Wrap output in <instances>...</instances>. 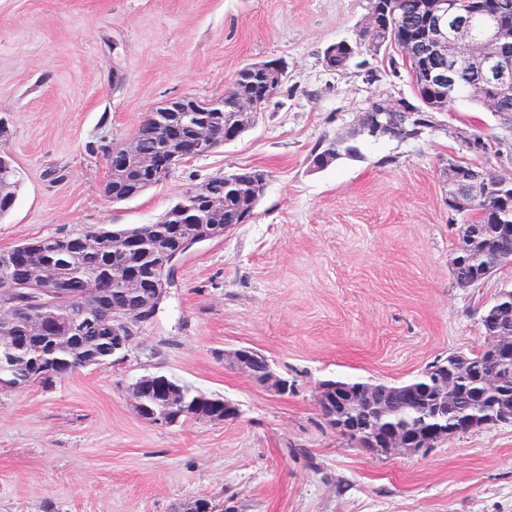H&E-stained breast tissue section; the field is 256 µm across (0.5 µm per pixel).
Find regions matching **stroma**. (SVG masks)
<instances>
[{"instance_id": "35a3bbf8", "label": "stroma", "mask_w": 512, "mask_h": 512, "mask_svg": "<svg viewBox=\"0 0 512 512\" xmlns=\"http://www.w3.org/2000/svg\"><path fill=\"white\" fill-rule=\"evenodd\" d=\"M368 12L369 0H0V150L19 179L0 252L154 223L241 166L269 174L253 218L179 264L123 359L0 389V512H175L199 497L229 512H512V424L379 457L338 436L313 398L323 379L403 383L479 351L484 310L512 289V267L461 288L448 263L466 221L446 204V163L462 152L448 129L483 134L482 164L510 173L512 134L495 113L460 101L419 139H368L359 158L312 167L373 98H415L387 53L325 68V49L355 40ZM273 59L288 77L242 137L138 198L104 201L109 170L89 145L129 139L167 99L222 98L239 68ZM241 346L292 391L225 361ZM148 372L234 402L238 419L142 420L127 388ZM224 358L229 359L240 373L268 391L277 395H285L291 389L288 379L276 372L267 358L253 347H238L228 353L225 352Z\"/></svg>"}]
</instances>
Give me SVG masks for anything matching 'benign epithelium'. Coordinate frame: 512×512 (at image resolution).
Instances as JSON below:
<instances>
[{
  "instance_id": "obj_1",
  "label": "benign epithelium",
  "mask_w": 512,
  "mask_h": 512,
  "mask_svg": "<svg viewBox=\"0 0 512 512\" xmlns=\"http://www.w3.org/2000/svg\"><path fill=\"white\" fill-rule=\"evenodd\" d=\"M418 9L422 19L421 30L404 42V48L413 55L416 76L440 93V101L448 99V92L455 86L457 70L465 58L480 67L485 80L497 88L499 94L506 95L512 91V78L509 77L512 63L508 58V49L512 47V10L508 5L500 0H419ZM477 19L483 21V31L479 35L474 32V21ZM242 74L259 75L267 90L266 100L269 101L283 85L287 65L269 60L245 66ZM261 108L262 103L247 96L236 98L230 108L232 119L224 125V142H233L247 132L254 125ZM222 111V101L204 105L191 96L171 98L143 120L129 140L112 145L105 155L106 164L116 174L131 168L148 173L149 178L139 189V193L143 194L186 159L181 143L166 136V113H188L194 138L201 154L205 155L213 149L214 128L203 121L199 113ZM434 126L435 121L430 113L409 101L377 97L370 102L367 111L359 115L356 124L349 130L348 138L380 139L397 127L413 132L416 138ZM451 134L460 142L466 154L448 159V211L466 215L476 201L498 190L500 185L496 184L497 175L467 160L468 155L483 150L482 141L469 131L455 129ZM146 135L164 141L168 154L165 165L159 167L153 158L138 152L137 144ZM191 194L201 196L204 206L188 209L179 202L173 206V210L179 212L186 223L201 225L200 234L183 241L181 250L172 254L169 264L174 266L186 253L213 240L207 225L216 223L224 210V199L220 197L208 196L195 188ZM495 217L496 223L491 226L463 225L461 236L472 239L488 232L512 236V196L508 197L502 192L498 194ZM112 281L124 293L135 296L140 302L135 309L112 311V356L119 359L133 344L138 327L157 315L174 281H169L151 294H145L138 277L129 273L121 263L112 267ZM55 322V309L50 305L44 307L39 317L30 320L31 328L36 332L52 330ZM483 322L486 336L479 377L480 397L484 406L456 426L448 427V409L455 405L460 385L474 370L473 359L468 356L450 357L448 363H439L427 370L429 392L432 393L436 417L440 418V422L424 433L410 434L400 424L390 420L397 405L418 398L419 390L415 388H400L395 384L380 387L370 383L348 387L320 381L314 390L316 405L337 434L374 456L413 455L427 451L459 433L512 424V403L505 399L506 369L512 366L511 292L504 290L497 296L485 311ZM104 327L99 317L82 308L72 315L70 333L78 338L94 336ZM224 357L240 373L268 391L285 395L291 389L288 379L275 371L267 358L253 347L240 346L224 354ZM157 380L158 374L149 373L128 386L130 405L138 416L150 423L175 425L177 421L169 417L167 411L152 408L146 402L147 389L154 388ZM220 403L224 404V413L199 409L191 413L190 418L195 421L224 422L238 417L239 410L234 403L223 398ZM359 414L368 415L370 422L358 429L352 426L351 418Z\"/></svg>"
}]
</instances>
